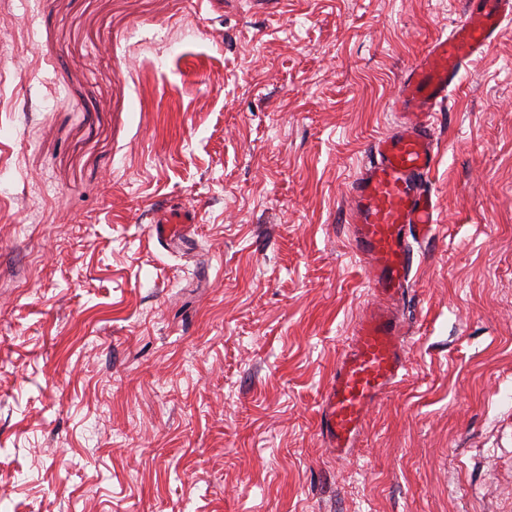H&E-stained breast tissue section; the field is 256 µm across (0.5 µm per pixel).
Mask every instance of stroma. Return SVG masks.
<instances>
[{
  "label": "stroma",
  "mask_w": 512,
  "mask_h": 512,
  "mask_svg": "<svg viewBox=\"0 0 512 512\" xmlns=\"http://www.w3.org/2000/svg\"><path fill=\"white\" fill-rule=\"evenodd\" d=\"M464 9L0 0V512H512V21L435 118L407 376L320 430L348 189Z\"/></svg>",
  "instance_id": "stroma-1"
}]
</instances>
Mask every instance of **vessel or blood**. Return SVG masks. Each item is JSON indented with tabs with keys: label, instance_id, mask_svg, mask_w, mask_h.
<instances>
[{
	"label": "vessel or blood",
	"instance_id": "b4317fda",
	"mask_svg": "<svg viewBox=\"0 0 512 512\" xmlns=\"http://www.w3.org/2000/svg\"><path fill=\"white\" fill-rule=\"evenodd\" d=\"M467 18L433 40L404 75L393 109L401 122L376 138L350 187L349 229L368 272L373 303L359 320L324 400L321 432L343 457L360 440L369 410L404 380L407 323L398 303L411 283L414 244L437 233L438 207L425 184L438 158L435 116L462 66L512 20V0H467Z\"/></svg>",
	"mask_w": 512,
	"mask_h": 512
}]
</instances>
